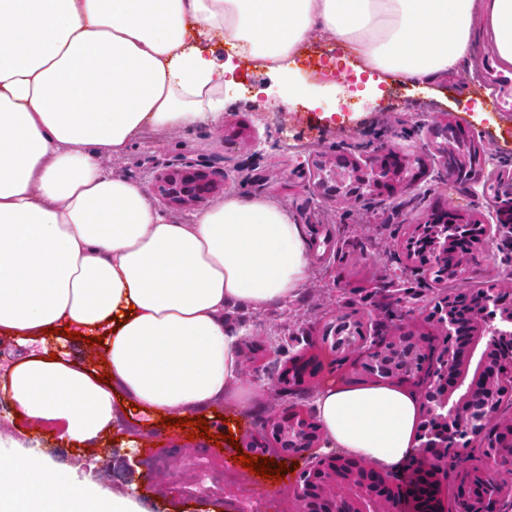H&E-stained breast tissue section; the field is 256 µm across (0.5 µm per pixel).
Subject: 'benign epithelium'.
Masks as SVG:
<instances>
[{
  "instance_id": "7a95c632",
  "label": "benign epithelium",
  "mask_w": 512,
  "mask_h": 512,
  "mask_svg": "<svg viewBox=\"0 0 512 512\" xmlns=\"http://www.w3.org/2000/svg\"><path fill=\"white\" fill-rule=\"evenodd\" d=\"M162 195L174 202H197L214 192L216 182L204 172L164 173L158 177ZM419 233L405 241L410 258L428 266V256L416 246ZM444 330L439 354L440 368H425L420 358L408 369L389 359L390 351L406 342V334L382 339L363 337L374 347L366 371L381 378L430 376L429 397L421 439L425 451L446 455L442 438L455 427L477 433L482 430L489 410L498 406L497 391L501 382L512 377V301L495 291L485 292L480 307L468 315L450 308L437 309ZM266 430L285 443V452L299 453L320 440L314 417L290 410L266 424ZM296 496L301 512H376L384 503L391 512H437L435 498L425 482L406 490L395 489L384 473L363 462L335 453L322 456L305 473ZM512 500L491 489L475 502L476 512H504L503 505Z\"/></svg>"
}]
</instances>
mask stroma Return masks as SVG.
<instances>
[{"label":"stroma","mask_w":512,"mask_h":512,"mask_svg":"<svg viewBox=\"0 0 512 512\" xmlns=\"http://www.w3.org/2000/svg\"><path fill=\"white\" fill-rule=\"evenodd\" d=\"M325 60L326 71L353 72L358 63L347 44L320 35L311 38L297 60L298 76L313 89L316 102L295 99L280 103L281 82L273 72L241 61L233 83L225 85L228 103L209 124L150 130L120 159H103L104 168L143 185L152 205L182 221L199 211L196 203L167 202L156 188L157 177L175 168L190 167L221 179L214 199L225 194L264 195L292 212L311 244L310 278L298 296L264 309L230 306L224 319L240 330L241 379L261 388L258 400L244 409L217 403L204 412L210 435L235 432L236 442L248 446L261 439L267 458L286 463L287 479H256L236 466L234 480L207 489L209 469L224 468L223 458L209 454L208 438H194L146 453L143 436L166 434L160 417L141 412L121 413L110 434L93 447L71 445L59 423L32 425L21 416L6 372L31 355L69 354L94 372L105 373L103 349L73 338L34 340L19 344L0 333V433L13 438L14 457L43 452L67 479L92 483L103 492L131 493L141 512H240L248 498L263 495L265 512H280L282 499L294 497L304 473L315 463L314 451L289 455L277 450L274 439L263 438L266 420L297 408L311 413L314 398L329 382H369L362 368L364 348L333 349L322 328L340 316L361 321L366 332L384 327L413 331L422 352L439 351L443 332L432 312L448 295L447 283L408 259L404 242L413 225L434 215L453 213L479 224L498 221L495 192L501 178L512 174V106L493 107L498 87L472 81L495 60L486 42H479L471 60L455 73L427 83L390 78L362 91L355 80L344 83L312 78L309 62ZM461 127L480 149L479 176L466 182L450 178L435 126ZM393 153L420 161L412 188L367 194L355 200L331 199L316 182L320 166H333L343 156L369 170ZM512 272V241L498 240L492 249L475 245L461 288L488 285ZM397 284L409 300L387 314L380 289ZM248 435H241V427ZM157 460L181 469L183 483L168 482L154 468Z\"/></svg>","instance_id":"1"}]
</instances>
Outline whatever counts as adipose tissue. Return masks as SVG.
<instances>
[{
    "mask_svg": "<svg viewBox=\"0 0 512 512\" xmlns=\"http://www.w3.org/2000/svg\"><path fill=\"white\" fill-rule=\"evenodd\" d=\"M487 33L512 68V0H0V332L24 342L69 328L104 343L109 381L67 356L8 372L22 415L62 422L88 446L132 404L179 417L259 397L241 382L229 306L294 299L309 242L264 196L229 193L180 223L104 169L146 127H190L224 110V69L204 43L283 75L312 33L355 45L361 69L428 82ZM326 447L381 472L419 451L422 407L393 380L333 383L315 400ZM0 512H137L128 493L67 481L39 452L0 454Z\"/></svg>",
    "mask_w": 512,
    "mask_h": 512,
    "instance_id": "obj_1",
    "label": "adipose tissue"
}]
</instances>
